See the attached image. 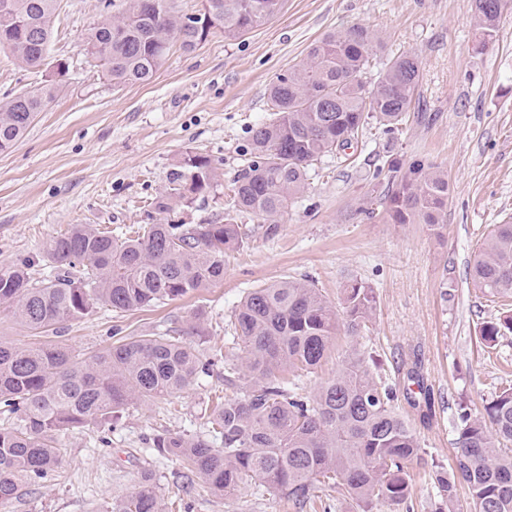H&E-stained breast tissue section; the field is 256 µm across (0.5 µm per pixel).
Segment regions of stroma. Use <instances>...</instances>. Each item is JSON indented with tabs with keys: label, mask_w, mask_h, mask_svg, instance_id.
<instances>
[{
	"label": "stroma",
	"mask_w": 512,
	"mask_h": 512,
	"mask_svg": "<svg viewBox=\"0 0 512 512\" xmlns=\"http://www.w3.org/2000/svg\"><path fill=\"white\" fill-rule=\"evenodd\" d=\"M58 3L51 50L70 70L27 136L0 153V269L42 255L47 241L73 224L117 232L223 221L227 188L251 148L250 129L267 116L270 83L302 63L324 35L356 25L379 32L386 51L369 69L371 79L388 53L418 55L420 104L400 134L372 124L349 158H323L275 233L241 215L244 245L228 257L223 280L152 310L94 309L64 323L59 342L90 354L111 344L115 329L147 336L164 325L221 348L235 306L253 288L308 279L338 306L343 288L361 281L376 299L371 322L356 337L338 333L326 361L300 385L315 391L353 349L396 388L419 376L430 402L404 400L398 408L420 445L408 465L411 495L380 512H436L435 475L453 463L460 411L480 415L512 381V336L492 357L479 351L481 323L502 309L470 278L492 226L512 222V6L495 42L479 53L473 0H283L277 16L240 38L218 32L194 51L172 49L150 82L115 87L80 47L100 0ZM188 150L219 166L218 184L190 207L157 213L151 201ZM391 157L447 171L440 229L388 220L379 202L384 181L374 171ZM223 388L219 364L181 392L130 406L116 430L61 433L58 477L25 486L0 512H97L101 501L134 491L145 470L178 512H296L269 487L244 489L231 501L200 487L185 491L175 478L179 463L151 451L162 430L202 431L211 397Z\"/></svg>",
	"instance_id": "1"
}]
</instances>
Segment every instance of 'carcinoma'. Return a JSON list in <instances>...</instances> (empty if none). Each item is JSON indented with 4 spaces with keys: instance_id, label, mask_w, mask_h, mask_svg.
<instances>
[{
    "instance_id": "obj_1",
    "label": "carcinoma",
    "mask_w": 512,
    "mask_h": 512,
    "mask_svg": "<svg viewBox=\"0 0 512 512\" xmlns=\"http://www.w3.org/2000/svg\"><path fill=\"white\" fill-rule=\"evenodd\" d=\"M283 0H202L199 13L180 16L173 0H124L114 13L101 0L100 19L85 32L86 62L114 86L149 82L173 44L192 51L217 31L234 40L276 16ZM480 51L497 36L503 0H473ZM57 0H0V49L33 73L36 86L0 100V151L25 137L55 100L69 65L50 57ZM384 48L374 30L352 26L312 43L304 62L268 88L270 117L251 129V151L231 183L222 224H146L112 234L73 224L50 241L49 270L25 259L0 271V305L35 333L78 320L99 306L115 312L159 307L224 277L228 254L243 243L237 217L252 214L277 229L288 206L307 188L314 162L358 141L371 122L400 132L415 102L418 55L391 57L377 77L365 74ZM388 190L380 198L394 224L444 223L448 174L433 165L385 161ZM218 167L187 151L153 201L160 213L190 206L213 190ZM470 277L481 292L512 305V224H496L476 255ZM373 291L351 282L342 312L308 280L284 279L247 293L230 324L240 353L224 357V395L207 415L206 433L164 430L152 438L158 455L182 466L178 478L228 500L260 482L280 490L299 510L321 484L336 483L362 507L404 501L408 462L419 443L395 412L400 391L373 376L360 354L310 394L289 387L317 368L339 329L351 337L372 319ZM512 335V313L486 321L481 343L495 348ZM214 362L199 345L170 331L123 336L86 355L61 345L16 346L0 340V505L27 485L57 476L56 435L72 428L113 429L127 408L183 391L209 375ZM454 466L436 475L442 501L453 505L468 489L472 512H512V384L499 388L473 418L461 411ZM99 512H165L154 475L141 474L135 491L105 500Z\"/></svg>"
}]
</instances>
